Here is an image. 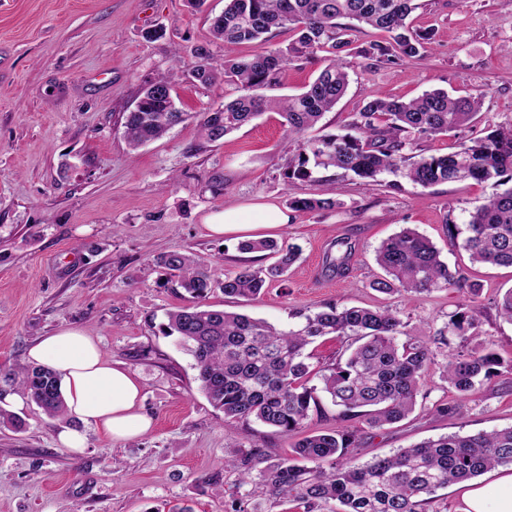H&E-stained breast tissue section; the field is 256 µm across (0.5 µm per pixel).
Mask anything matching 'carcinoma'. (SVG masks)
Wrapping results in <instances>:
<instances>
[{"label":"carcinoma","mask_w":512,"mask_h":512,"mask_svg":"<svg viewBox=\"0 0 512 512\" xmlns=\"http://www.w3.org/2000/svg\"><path fill=\"white\" fill-rule=\"evenodd\" d=\"M419 8L417 0H225L224 11L211 22L215 47L253 46L271 41L274 32H288L283 46L217 57L207 47L194 50L195 62L187 72L193 83L210 88L222 81L234 86L236 96L198 113L201 131L209 142L223 139L266 111L285 120L296 154L285 177L306 181L315 168H335L367 182L400 173L423 188L438 183L492 181L501 190L469 213L466 224L445 222L448 241L469 253L477 264L512 267V125L490 129L483 136L460 141L446 154L415 155L425 139L447 136L471 122L481 107L482 94L453 97L440 89L409 100L375 95L353 113L344 134L311 136L325 113L344 96L349 85L347 66L332 58L304 91L281 100L267 99L257 90L270 85L294 58L318 60L329 47L350 45L340 19L386 33L356 54L380 64H395L421 57L428 32L412 33L408 17ZM175 75L147 83L135 108L125 114L128 145L135 150L164 136L190 118L176 107L172 96ZM331 187L319 196L290 199L297 211H332L341 202ZM328 251L325 266L344 275L352 255L346 241ZM243 254L265 252L275 257L266 267L244 263L215 280L208 269L189 255L171 251L156 263L167 281L189 294L190 303L168 314L166 329L180 336L194 359L197 379L208 402L224 413V425L259 422L283 435L295 434L286 458H275L256 440L245 449H230L224 468L241 472L247 486L231 503V512H266L270 498L292 502L303 512H426L440 490L465 482L499 465H512V426L473 434L459 433L427 440L388 456L358 464L355 452L361 428L381 429L414 412L427 373L439 365L458 402L434 405L444 415H460L476 386L504 366L497 353L465 336V328L479 322L480 307L466 305L449 316L431 339L410 335L406 324L389 309L342 307L325 303L308 313L297 329L280 330L268 322L238 312L215 309L207 303L215 288L224 296L254 300L266 283L284 278L300 259L296 245L281 246L274 239L243 240ZM376 262L384 276L372 282L386 293H423L436 288L462 287V278L441 259L427 237L406 228L383 241ZM473 344L469 353L446 351L448 336ZM333 336L350 338L348 355L313 370L309 346ZM442 360H437V356ZM317 375L322 391L336 407V426L305 432L312 411L320 410ZM18 387L50 418L62 416L66 404L58 374L45 366H18L0 371V393Z\"/></svg>","instance_id":"carcinoma-1"}]
</instances>
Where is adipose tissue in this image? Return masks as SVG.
Instances as JSON below:
<instances>
[{"mask_svg":"<svg viewBox=\"0 0 512 512\" xmlns=\"http://www.w3.org/2000/svg\"><path fill=\"white\" fill-rule=\"evenodd\" d=\"M289 216L277 205L255 202L212 215L207 228L215 237L276 229ZM32 361L53 369L69 412L113 442L149 432L151 418L141 412V387L127 369L104 360L97 343L83 332L63 329L43 337L29 351ZM460 512H512V466L480 481L459 484Z\"/></svg>","mask_w":512,"mask_h":512,"instance_id":"1","label":"adipose tissue"}]
</instances>
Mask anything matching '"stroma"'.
<instances>
[{"label":"stroma","instance_id":"35a3bbf8","mask_svg":"<svg viewBox=\"0 0 512 512\" xmlns=\"http://www.w3.org/2000/svg\"><path fill=\"white\" fill-rule=\"evenodd\" d=\"M224 0L194 10L188 0H0V369L28 364L37 341L65 328L91 336L111 364L136 375L140 408L154 425L147 434L112 442L87 430L73 453L57 441L74 416L50 418L20 409L22 429L0 426V512H224L238 496L237 475L224 471L226 449L256 440L272 454L290 453L292 437L258 423L228 429L200 390L194 360L177 336L161 331L168 311L183 306L157 256L181 251L208 265L215 278L242 258L235 240L212 237L208 218L224 208L266 201L287 210V226L268 237L298 244L302 255L285 280L243 302L214 291L210 304L261 318L286 330L292 313L337 306L389 307L410 335L428 337L459 310L456 289L384 295L370 286L379 274L375 251L403 228L427 236L450 269L480 288L478 333L485 346L512 359V323L499 318L496 298L512 289V268L471 263L449 246L446 221L465 223L489 197L491 183L462 181L400 190L367 183L336 169L317 183L289 182L295 152L278 113L267 112L210 143L196 113L233 94L179 78L173 98L189 120L161 139L130 151L124 114L145 83L191 67L194 47L207 44ZM432 39L417 60L367 64L355 48L377 39L353 35L343 55L350 83L320 122L322 133L346 131L353 112L372 95L411 99L432 89L464 96L482 90L469 127L423 142L424 154H444L473 132L512 124V0H419L411 17ZM319 64L293 60L264 91L298 93ZM220 179L224 192L212 196ZM340 188V208L290 209L294 196ZM338 240L355 246L348 273L333 277L324 256ZM512 426V373L486 380L460 417L418 410L401 422L370 429L358 462L426 439Z\"/></svg>","mask_w":512,"mask_h":512}]
</instances>
